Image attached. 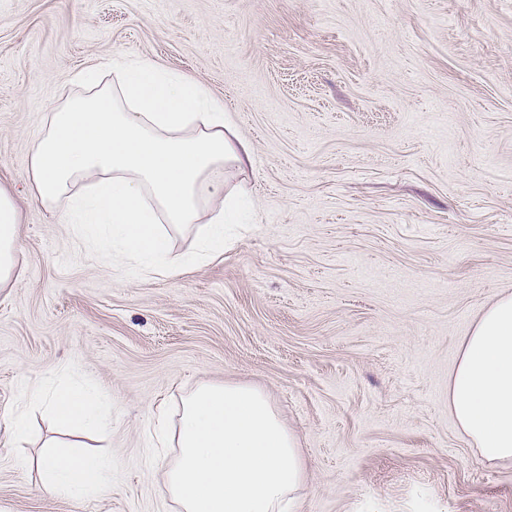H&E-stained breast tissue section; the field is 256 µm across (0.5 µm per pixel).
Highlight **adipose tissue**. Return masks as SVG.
<instances>
[{
    "label": "adipose tissue",
    "instance_id": "ef3b65f1",
    "mask_svg": "<svg viewBox=\"0 0 512 512\" xmlns=\"http://www.w3.org/2000/svg\"><path fill=\"white\" fill-rule=\"evenodd\" d=\"M111 91L70 98L30 148L27 182L34 196L61 208L81 235L111 246L118 267L179 275L186 261L170 249L171 234L195 232L196 259L224 253V169L252 163L251 147L234 133L223 100L201 82L147 59L107 63ZM88 181L85 197L70 184ZM20 214L0 190V288L19 277ZM449 409L483 461L512 463V294L499 296L461 346L448 388ZM59 426L95 431L103 419L79 385L46 393ZM159 446H177L163 495L178 512H290L305 485L296 437L269 398L239 384L204 383L184 398L176 425L160 414ZM43 486L85 498L112 483V464L75 454L63 442L40 460Z\"/></svg>",
    "mask_w": 512,
    "mask_h": 512
}]
</instances>
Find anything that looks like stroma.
Segmentation results:
<instances>
[{"label":"stroma","instance_id":"35a3bbf8","mask_svg":"<svg viewBox=\"0 0 512 512\" xmlns=\"http://www.w3.org/2000/svg\"><path fill=\"white\" fill-rule=\"evenodd\" d=\"M146 57L223 99L253 199L223 257L176 277L112 267L26 182L79 73ZM0 186L22 216L0 288V512H175L150 432L203 383L263 391L299 439L295 512H512V464L456 426L471 326L512 293V0H0ZM77 379L105 435L72 436L25 392ZM52 439L112 461V486L42 489Z\"/></svg>","mask_w":512,"mask_h":512}]
</instances>
